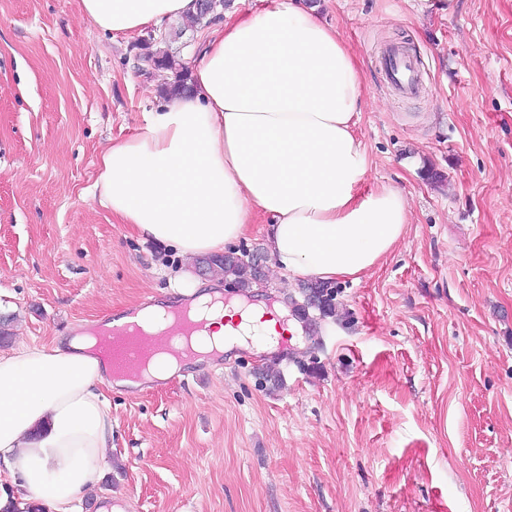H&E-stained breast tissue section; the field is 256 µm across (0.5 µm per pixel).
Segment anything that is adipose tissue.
I'll use <instances>...</instances> for the list:
<instances>
[{
  "label": "adipose tissue",
  "mask_w": 512,
  "mask_h": 512,
  "mask_svg": "<svg viewBox=\"0 0 512 512\" xmlns=\"http://www.w3.org/2000/svg\"><path fill=\"white\" fill-rule=\"evenodd\" d=\"M99 29L126 35L195 14L196 0H80ZM192 93L146 113L138 133L103 152L93 196L143 238L182 256L223 253L267 219L266 247L288 282L358 280L410 222L407 199L367 194L356 134L364 94L358 58L341 33L300 0L225 14L197 48ZM181 287L207 321L198 354L252 343L268 349L283 325L263 302H214L189 271ZM89 334L0 354V472L10 499L77 512L112 445L108 388L116 379Z\"/></svg>",
  "instance_id": "ef3b65f1"
}]
</instances>
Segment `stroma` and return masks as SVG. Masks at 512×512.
Instances as JSON below:
<instances>
[{
	"mask_svg": "<svg viewBox=\"0 0 512 512\" xmlns=\"http://www.w3.org/2000/svg\"><path fill=\"white\" fill-rule=\"evenodd\" d=\"M363 65V192L400 190L411 222L358 281L349 316L310 311L284 360L245 349L136 392L109 390L112 446L80 512H512V0H314ZM79 0H0V314L10 345L51 344L180 298L177 269L287 307L258 220L235 252L265 279L226 287L93 199L101 154L162 104L167 71ZM424 84L400 96L381 52Z\"/></svg>",
	"mask_w": 512,
	"mask_h": 512,
	"instance_id": "35a3bbf8",
	"label": "stroma"
}]
</instances>
